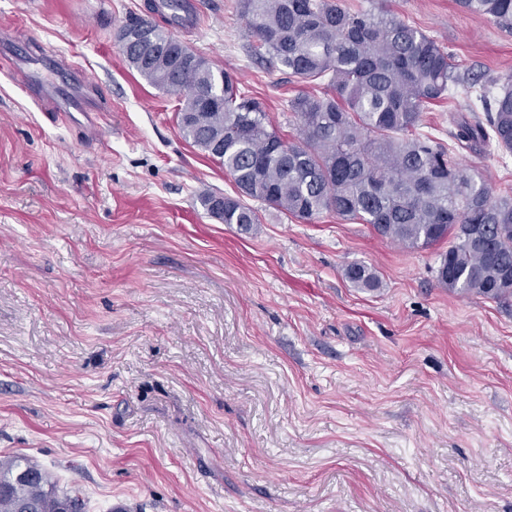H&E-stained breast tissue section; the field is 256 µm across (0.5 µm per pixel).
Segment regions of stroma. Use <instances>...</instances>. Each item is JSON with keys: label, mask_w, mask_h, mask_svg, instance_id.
Instances as JSON below:
<instances>
[{"label": "stroma", "mask_w": 512, "mask_h": 512, "mask_svg": "<svg viewBox=\"0 0 512 512\" xmlns=\"http://www.w3.org/2000/svg\"><path fill=\"white\" fill-rule=\"evenodd\" d=\"M145 2L0 0V44L65 57L92 109L62 123L0 70V459L87 512H512V296L439 284L444 242L265 205L247 233L210 217L200 196H237L232 177L114 38ZM199 2L179 40L296 139L305 83L255 56L239 0ZM344 4L437 39L465 80L419 131L512 190V153L450 121L482 113L470 78L512 76V30L456 0ZM345 276L357 288L374 290L379 286L375 273L362 264L354 263L348 266L345 270Z\"/></svg>", "instance_id": "stroma-1"}]
</instances>
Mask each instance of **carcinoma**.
Returning a JSON list of instances; mask_svg holds the SVG:
<instances>
[{"mask_svg":"<svg viewBox=\"0 0 512 512\" xmlns=\"http://www.w3.org/2000/svg\"><path fill=\"white\" fill-rule=\"evenodd\" d=\"M462 9L512 28V0H457ZM268 62L300 82L326 80L319 95L288 100L299 121L290 142L264 104L240 90L232 72L197 56L177 66L158 54L175 40L169 28L141 17L153 41L121 47L148 83L183 94L178 122L185 140L218 160L239 196L224 197L226 224L244 232L259 223L247 197L294 218L333 212L368 224L413 249L448 241L437 280L450 290L498 299L512 274V196H494L487 181L453 163L442 145L417 133L425 107L460 81L458 67L423 31L386 11L352 12L341 0H239ZM485 121L455 119L456 139L494 138L512 152V79L497 92L479 87ZM346 278L373 290L379 281L354 263ZM0 512H85L82 498L61 493L25 457L0 460Z\"/></svg>","mask_w":512,"mask_h":512,"instance_id":"cac0c4a2","label":"carcinoma"}]
</instances>
